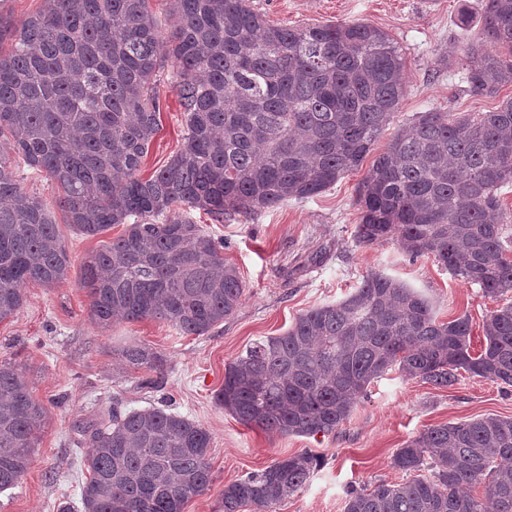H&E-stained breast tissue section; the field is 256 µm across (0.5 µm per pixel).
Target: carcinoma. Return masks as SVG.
<instances>
[{"instance_id":"carcinoma-1","label":"carcinoma","mask_w":512,"mask_h":512,"mask_svg":"<svg viewBox=\"0 0 512 512\" xmlns=\"http://www.w3.org/2000/svg\"><path fill=\"white\" fill-rule=\"evenodd\" d=\"M169 16L167 37L150 0H44L19 28L0 20V41L11 40L0 57V321L23 307V286L61 285L71 267L16 159L61 190L66 223L80 234L126 225L83 260L92 319L153 318L203 336L238 311L245 285L224 244L175 207L222 220L325 191L363 165L406 91L403 49L363 22L279 26L248 0H169ZM466 58L471 92L512 84V0H485ZM168 65L186 134L145 179L137 171L159 130ZM510 183L512 99L475 116L422 112L359 183L355 238L370 246L398 237L411 256L431 254L498 298L512 290L499 194ZM483 338L472 352L468 315L439 321L423 293L371 272L226 365L216 401L249 428L331 434L395 366L436 387L459 370L512 387V303L487 315ZM122 357L160 366L138 345ZM46 417L23 370L0 361V491L29 468ZM81 433L91 448L83 512H183L211 483L210 434L167 408L114 404ZM319 465L305 451L228 483L224 512H270ZM391 465L415 476L349 490L345 512H512V418L432 426L396 449Z\"/></svg>"}]
</instances>
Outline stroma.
Instances as JSON below:
<instances>
[{
	"mask_svg": "<svg viewBox=\"0 0 512 512\" xmlns=\"http://www.w3.org/2000/svg\"><path fill=\"white\" fill-rule=\"evenodd\" d=\"M274 24L304 26L360 21L379 28L403 47L406 93L396 124L429 110L456 115L494 110L512 98V85L488 97L466 91L460 75L438 65L450 54L463 58L479 33L484 0H249ZM469 28H461L462 12ZM161 127L141 164L149 177L182 148L185 122L175 88L161 83ZM366 168L345 175L309 199H289L274 208L216 220L199 209L187 216L224 244V258L239 271L245 292L238 312L203 336H185L153 319L116 320L101 327L91 320L89 297L80 286L84 257L103 239L120 236L114 225L105 238L76 232L58 211V189L25 171L27 193L56 210V222L72 266L68 281L47 288L26 284V301L0 321V360L21 365L33 398L48 413L32 463L14 488L0 492V512H81L80 489L89 477V448L79 428L107 413L113 402L126 409L169 406L211 435V486L191 498L184 512H224L225 484L259 471L274 460L304 451L321 459L304 488L272 512H344L348 490L370 482L406 481L391 465L397 448L424 429L489 414L512 418V387L460 373L439 388L391 369L368 388L336 432L281 435L241 424L215 401L225 366L247 346L282 334L305 311L343 298L367 273L406 282L430 299L438 320L468 314L472 347L484 342L482 326L501 299L454 278L433 256L411 257L398 239L359 245L356 188ZM139 344L161 358L160 369L128 366L122 348ZM157 387H148V380Z\"/></svg>",
	"mask_w": 512,
	"mask_h": 512,
	"instance_id": "1",
	"label": "stroma"
}]
</instances>
